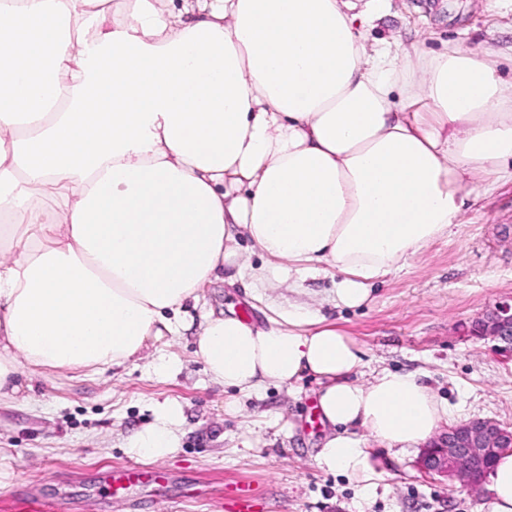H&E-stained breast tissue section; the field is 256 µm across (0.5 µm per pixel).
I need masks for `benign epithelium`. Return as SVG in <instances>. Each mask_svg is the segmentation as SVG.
Here are the masks:
<instances>
[{
	"mask_svg": "<svg viewBox=\"0 0 512 512\" xmlns=\"http://www.w3.org/2000/svg\"><path fill=\"white\" fill-rule=\"evenodd\" d=\"M470 333L497 342V352L512 358V297L480 313ZM497 448H512V429L492 419H472L448 428L420 458V467L457 482L472 496L483 491L482 470Z\"/></svg>",
	"mask_w": 512,
	"mask_h": 512,
	"instance_id": "7a95c632",
	"label": "benign epithelium"
}]
</instances>
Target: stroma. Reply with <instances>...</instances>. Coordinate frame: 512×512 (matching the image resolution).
I'll use <instances>...</instances> for the list:
<instances>
[{
	"mask_svg": "<svg viewBox=\"0 0 512 512\" xmlns=\"http://www.w3.org/2000/svg\"><path fill=\"white\" fill-rule=\"evenodd\" d=\"M365 35L375 46L425 52L488 43L502 51L501 74L512 79V13L496 0H444L436 15L424 0H386ZM511 296L509 182L471 197L453 233L375 285L369 303L332 310L331 317L359 344L363 379L385 369L414 372L447 402L444 426L482 418L512 428V360L466 331L489 305ZM230 303L261 320L239 283L207 285L191 315ZM195 348L193 336H165L119 368L48 369L17 402L1 405L0 512H30V488L61 512H138L143 500L152 512H227L228 499L245 487L259 494L261 512H480L482 500L419 468L421 449L397 454L363 430L357 436L378 473L373 489L320 468L314 375L246 396L212 382ZM163 356L174 360L172 370L157 371ZM229 400L237 401V413H225ZM167 401L179 403L185 416L178 451L158 464L170 484L106 488L107 472L135 462L126 437Z\"/></svg>",
	"mask_w": 512,
	"mask_h": 512,
	"instance_id": "obj_1",
	"label": "stroma"
}]
</instances>
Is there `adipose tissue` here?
I'll use <instances>...</instances> for the list:
<instances>
[{
	"mask_svg": "<svg viewBox=\"0 0 512 512\" xmlns=\"http://www.w3.org/2000/svg\"><path fill=\"white\" fill-rule=\"evenodd\" d=\"M0 0V403L20 373L93 371L197 328L211 378L250 395L316 375L321 467L372 489L354 434L431 440L448 406L409 373L359 377L321 311L267 301L192 324L204 284L329 273L355 308L512 181V81L493 50L367 48L380 0ZM416 57L413 66L404 65ZM247 237L266 257L245 268ZM183 410L127 443L177 452ZM486 512H512V451Z\"/></svg>",
	"mask_w": 512,
	"mask_h": 512,
	"instance_id": "obj_1",
	"label": "adipose tissue"
}]
</instances>
